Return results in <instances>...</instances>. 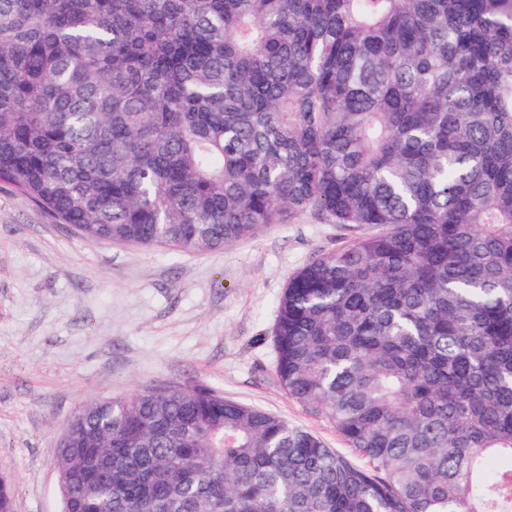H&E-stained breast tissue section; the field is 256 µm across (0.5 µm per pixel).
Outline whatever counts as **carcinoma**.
<instances>
[{
  "label": "carcinoma",
  "instance_id": "cac0c4a2",
  "mask_svg": "<svg viewBox=\"0 0 512 512\" xmlns=\"http://www.w3.org/2000/svg\"><path fill=\"white\" fill-rule=\"evenodd\" d=\"M0 183L92 244L378 229L274 327L365 464L161 386L67 421L61 512H512V0H0Z\"/></svg>",
  "mask_w": 512,
  "mask_h": 512
}]
</instances>
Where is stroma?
<instances>
[{"instance_id":"1","label":"stroma","mask_w":512,"mask_h":512,"mask_svg":"<svg viewBox=\"0 0 512 512\" xmlns=\"http://www.w3.org/2000/svg\"><path fill=\"white\" fill-rule=\"evenodd\" d=\"M364 229L310 212L215 252L91 244L0 184V476L15 512H60L56 455L83 405L205 384L350 455L281 389L277 302L289 276Z\"/></svg>"}]
</instances>
